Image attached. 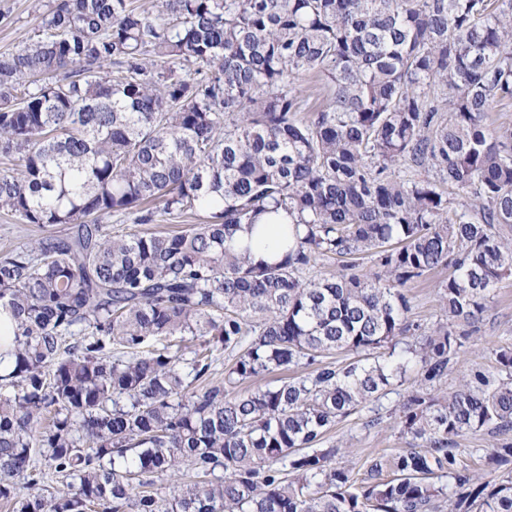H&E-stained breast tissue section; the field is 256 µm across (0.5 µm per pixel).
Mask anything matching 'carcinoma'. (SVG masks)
<instances>
[{
  "label": "carcinoma",
  "mask_w": 512,
  "mask_h": 512,
  "mask_svg": "<svg viewBox=\"0 0 512 512\" xmlns=\"http://www.w3.org/2000/svg\"><path fill=\"white\" fill-rule=\"evenodd\" d=\"M42 25L0 54V211L72 232L0 253L9 512H512V440L492 480L458 448L512 431V347L436 391L512 276V127L490 122L512 104V0H57ZM114 213L203 221L114 235ZM263 216L305 233L254 262L235 234ZM325 256L342 272L300 278ZM440 269L422 331L406 288ZM160 336L202 339L188 369L144 349ZM411 361L398 418L421 449L362 480L331 466L318 444ZM14 326V321L10 317L8 313H2L0 315V375H5L9 373V371L13 367V355L12 350L13 346L12 344L4 346L3 338L5 335H10L11 339L12 336V330ZM496 442L497 440L486 431L470 433L458 439V448H466L459 457L461 465L483 475L485 479L496 478L499 470L488 467L484 459L485 450L491 448Z\"/></svg>",
  "instance_id": "1"
}]
</instances>
